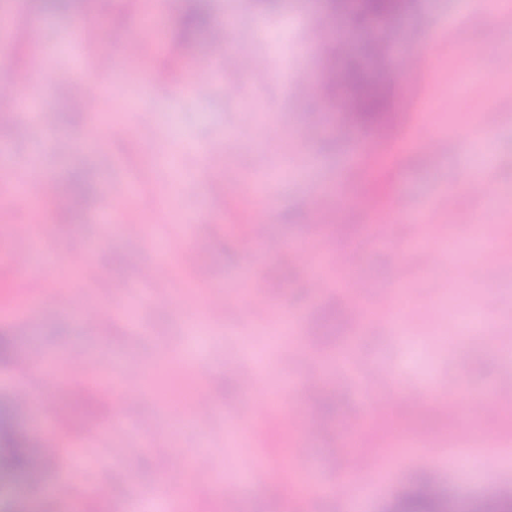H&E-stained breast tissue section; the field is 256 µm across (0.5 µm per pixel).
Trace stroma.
Here are the masks:
<instances>
[{
	"instance_id": "stroma-1",
	"label": "stroma",
	"mask_w": 512,
	"mask_h": 512,
	"mask_svg": "<svg viewBox=\"0 0 512 512\" xmlns=\"http://www.w3.org/2000/svg\"><path fill=\"white\" fill-rule=\"evenodd\" d=\"M472 0H416L414 8L385 31V66L392 79L395 123L386 130L345 127L342 107H329L322 88L324 66L344 67L362 55L365 31L350 19L325 20L322 0H205L209 24L186 26L188 0H68L58 9L43 0H0V75L17 93L29 91L27 60L34 45H55L52 65L38 85L51 116L13 110L1 99L12 125L0 128V188L14 176L37 173L41 205L35 210L0 208V256L34 254L37 270L27 289L0 295V336L9 349L0 356V406L14 407V427L27 437L39 483L29 476L0 478V506L9 512H117L144 495L173 464L209 454L213 470L235 478L240 461H253L247 484L223 497L215 482L198 483L185 473L181 494L190 512H390L394 499L426 473L447 498L468 512L493 496H512V455L496 458L486 478V455L454 439L460 426L490 428L512 443V408L474 401L512 382V0L493 12ZM231 20L225 47L250 48V59L227 66L214 60L210 37ZM111 29L112 64L98 52H74L63 40L100 24ZM430 45L421 67L401 73L399 53ZM315 90L293 86L300 74ZM108 97L100 110L114 113V129L88 139V117L73 111L88 80ZM455 97L464 108L449 107ZM430 134L442 145L430 152ZM224 143V164L207 166L202 151ZM474 140L490 142L493 155L479 164ZM375 142L377 152L353 182H345L350 149ZM482 172L495 189L486 196L471 184ZM266 183L262 210L264 242L250 239L254 216L251 180ZM136 183L132 205L137 235L101 221L104 207L123 199ZM455 189L453 208L438 206ZM316 193L342 194L344 202L316 210ZM429 213L440 234L420 248L421 233L405 225L408 243L394 250L375 234L397 202ZM501 225L487 249L497 259L496 287H486L480 259L465 252L456 264L452 243L471 238L477 222ZM168 245V282L153 301L131 315L122 311L115 284L136 283L153 259L157 242ZM195 261L182 266L179 255ZM350 254L341 271L329 251ZM366 281L358 302L341 293L337 276ZM409 292L399 295L397 280ZM465 301L456 318L443 302L452 289ZM227 291L223 314L203 317L208 293ZM111 307L110 323L89 326L83 313ZM286 313L313 335L307 347L281 333ZM206 318V332L191 326ZM404 323L407 334L396 333ZM357 348L350 371L336 372V355L349 339ZM39 347L49 360L74 362L60 376L28 364ZM129 367L153 370L136 400L122 391L101 397L108 372ZM259 371L254 390L241 386ZM382 374L393 404L356 433L344 421L362 410L360 386ZM320 378L317 395L299 391V378ZM452 390L456 413L416 404L413 392ZM257 419L238 436L240 412ZM147 427L144 447L129 448L114 424ZM236 434L226 445V434ZM419 435L421 448H398L400 437ZM97 444L104 458L91 475L77 463L79 450ZM397 448L398 460L373 487L349 483L351 467L363 466L367 450ZM323 486L321 495H299L296 486ZM112 485L97 495L95 484Z\"/></svg>"
}]
</instances>
